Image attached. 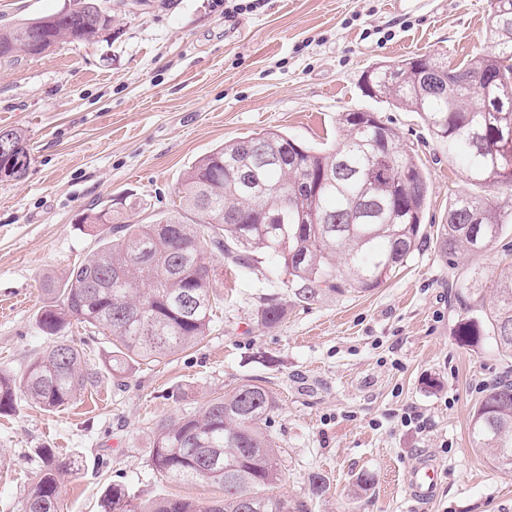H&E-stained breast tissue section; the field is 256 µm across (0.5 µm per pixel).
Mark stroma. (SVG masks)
Listing matches in <instances>:
<instances>
[{
    "instance_id": "stroma-1",
    "label": "stroma",
    "mask_w": 512,
    "mask_h": 512,
    "mask_svg": "<svg viewBox=\"0 0 512 512\" xmlns=\"http://www.w3.org/2000/svg\"><path fill=\"white\" fill-rule=\"evenodd\" d=\"M112 25L91 43L38 57L0 59V129L26 135L31 164L0 180V372L21 378L50 345L36 315L46 277L65 279L97 247L80 219L97 200L130 196L149 224L174 211L188 166L222 143L277 129L311 147L335 142L339 113L370 110L413 147L429 181L417 250L397 276L365 293L290 301L269 275L225 271L214 321L194 348L140 365L125 387L103 366L107 337L64 333L99 382L48 412L18 398L0 416V512H20L42 462L39 449L81 468L61 477L58 512H101L105 488L127 486L142 507L163 497L223 495L177 482L149 464L160 421L194 413L247 382L278 407L267 426L283 480L278 493L306 512H512V473L472 448L469 422L490 383L512 377L492 341L462 345L474 316L471 288L490 295L512 273V229L483 255L446 264L433 239L454 193L467 184L418 113L362 91L366 72L423 54L450 65L485 46L488 0H102ZM269 299L288 302L276 327L258 322ZM415 408L430 427L402 426ZM440 465L434 498L417 502L405 477L419 459ZM320 474L321 494L308 479ZM372 482L357 486L362 474Z\"/></svg>"
}]
</instances>
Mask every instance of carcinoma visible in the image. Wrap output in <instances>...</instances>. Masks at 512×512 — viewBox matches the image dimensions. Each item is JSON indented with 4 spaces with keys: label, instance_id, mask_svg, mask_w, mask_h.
<instances>
[{
    "label": "carcinoma",
    "instance_id": "carcinoma-1",
    "mask_svg": "<svg viewBox=\"0 0 512 512\" xmlns=\"http://www.w3.org/2000/svg\"><path fill=\"white\" fill-rule=\"evenodd\" d=\"M72 13L57 12L0 28V58L42 55L35 47L89 43L112 25L101 0H75ZM442 85L429 92L424 63L414 57L379 67L372 94L396 109L416 112L430 134L459 163L473 186L512 192V0H489L485 48L448 67L427 56ZM486 75L487 103L464 76ZM342 137L321 148L305 146L277 130L236 138L203 156L183 174L179 208L152 224L130 220L137 203L113 199L85 217L98 248L63 280L44 281L48 304L38 312L52 344L16 381L0 373V415L14 410L17 394L47 411L93 387L96 373L82 350L62 339L78 323L108 336L117 351L112 379L126 385L141 363H160L209 335L215 252L234 272L248 275L268 259L293 299L310 303L327 293L367 292L395 277L417 249L428 196V178L417 155L373 112H342ZM12 139V165L31 163L24 135ZM512 224V209L468 192L448 201L435 249L453 265L462 253L480 255ZM287 304L269 299L261 324L277 326ZM467 345L489 338L512 358V277L505 279L479 315L461 320ZM277 409L273 392L244 383L209 400L195 414L158 423L150 465L173 481L214 482L218 500L161 498L143 509L122 484L109 485L102 512H304V505L273 493L282 480L266 423ZM473 447L492 466L512 472V379L493 383L469 424ZM42 469L21 512H58L57 474L72 471L51 448L39 449Z\"/></svg>",
    "mask_w": 512,
    "mask_h": 512
}]
</instances>
